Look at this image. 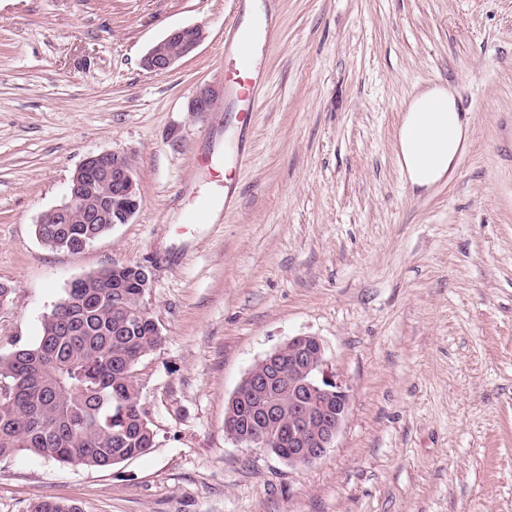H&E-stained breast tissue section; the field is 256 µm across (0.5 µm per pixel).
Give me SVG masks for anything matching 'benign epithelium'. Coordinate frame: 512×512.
<instances>
[{
  "mask_svg": "<svg viewBox=\"0 0 512 512\" xmlns=\"http://www.w3.org/2000/svg\"><path fill=\"white\" fill-rule=\"evenodd\" d=\"M205 38L200 26L171 30L153 45L142 59L152 73H163L190 56ZM219 90L204 85L191 100V111L210 112ZM97 184L96 200L87 196ZM140 206L137 172L132 160L115 151L87 156L73 173L64 201L50 210L55 223L72 224L87 217L95 224H127ZM270 386L288 392V406L268 405L263 419L278 427V433L262 429L234 432L230 437L247 448H276L288 441V460L292 467H309L334 447L346 420L349 387L330 371L322 342L316 336L298 335L259 360L246 374L232 398L262 396Z\"/></svg>",
  "mask_w": 512,
  "mask_h": 512,
  "instance_id": "obj_1",
  "label": "benign epithelium"
}]
</instances>
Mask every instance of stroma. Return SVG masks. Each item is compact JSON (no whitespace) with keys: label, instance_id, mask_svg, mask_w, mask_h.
Returning a JSON list of instances; mask_svg holds the SVG:
<instances>
[{"label":"stroma","instance_id":"35a3bbf8","mask_svg":"<svg viewBox=\"0 0 512 512\" xmlns=\"http://www.w3.org/2000/svg\"><path fill=\"white\" fill-rule=\"evenodd\" d=\"M273 16L269 79L241 131L223 85L227 24ZM206 37L165 73L168 31ZM462 86L474 122L450 179L417 197L397 166L413 95ZM239 198L213 224L238 141ZM137 170L140 207L84 251L39 217L91 154ZM151 271L162 343L136 367L156 433L107 469L0 460V512H512V0H0V354L35 344L75 279ZM298 335L350 388L327 454L298 469L224 430L248 370ZM205 38L201 26H185L171 30L153 45L142 59V66L152 73H163L190 56Z\"/></svg>","mask_w":512,"mask_h":512}]
</instances>
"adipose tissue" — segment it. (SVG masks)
I'll list each match as a JSON object with an SVG mask.
<instances>
[{
  "label": "adipose tissue",
  "instance_id": "adipose-tissue-1",
  "mask_svg": "<svg viewBox=\"0 0 512 512\" xmlns=\"http://www.w3.org/2000/svg\"><path fill=\"white\" fill-rule=\"evenodd\" d=\"M444 109L428 111L431 101ZM472 117L459 111L452 89L436 85L409 102L397 135V161L413 192L421 193L453 174Z\"/></svg>",
  "mask_w": 512,
  "mask_h": 512
}]
</instances>
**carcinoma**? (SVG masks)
Here are the masks:
<instances>
[{"label":"carcinoma","mask_w":512,"mask_h":512,"mask_svg":"<svg viewBox=\"0 0 512 512\" xmlns=\"http://www.w3.org/2000/svg\"><path fill=\"white\" fill-rule=\"evenodd\" d=\"M108 224H37L49 247L77 251ZM140 281L129 269L78 279L44 317L38 341L0 355V459L20 453L106 468L148 452L155 432L141 408L135 367L162 341L138 314ZM232 428L260 421L253 397L229 410ZM30 512H83L72 501L39 499Z\"/></svg>","instance_id":"1"}]
</instances>
